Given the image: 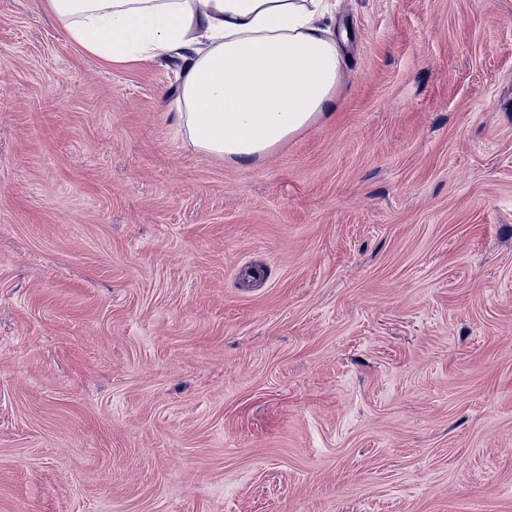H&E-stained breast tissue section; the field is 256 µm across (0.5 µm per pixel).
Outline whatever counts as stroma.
<instances>
[{
  "label": "stroma",
  "instance_id": "35a3bbf8",
  "mask_svg": "<svg viewBox=\"0 0 512 512\" xmlns=\"http://www.w3.org/2000/svg\"><path fill=\"white\" fill-rule=\"evenodd\" d=\"M336 27L240 166L0 0V512H512V0Z\"/></svg>",
  "mask_w": 512,
  "mask_h": 512
}]
</instances>
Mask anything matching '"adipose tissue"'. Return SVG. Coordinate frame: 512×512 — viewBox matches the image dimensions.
Here are the masks:
<instances>
[{
	"label": "adipose tissue",
	"instance_id": "ef3b65f1",
	"mask_svg": "<svg viewBox=\"0 0 512 512\" xmlns=\"http://www.w3.org/2000/svg\"><path fill=\"white\" fill-rule=\"evenodd\" d=\"M110 64L175 58L177 118L196 151L249 165L336 107L331 0H45Z\"/></svg>",
	"mask_w": 512,
	"mask_h": 512
}]
</instances>
